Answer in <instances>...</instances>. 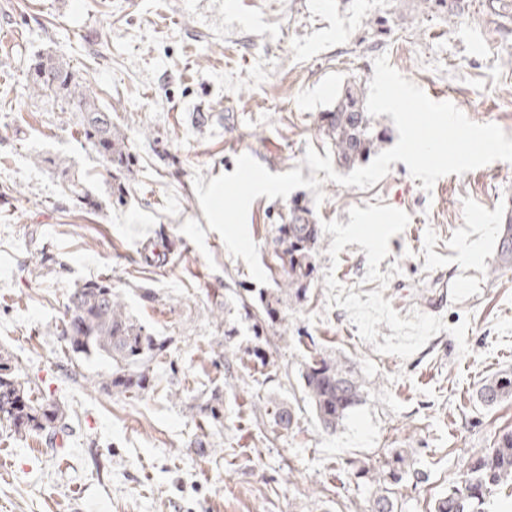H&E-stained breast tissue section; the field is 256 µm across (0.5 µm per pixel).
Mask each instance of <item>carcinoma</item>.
Listing matches in <instances>:
<instances>
[{
	"label": "carcinoma",
	"mask_w": 512,
	"mask_h": 512,
	"mask_svg": "<svg viewBox=\"0 0 512 512\" xmlns=\"http://www.w3.org/2000/svg\"><path fill=\"white\" fill-rule=\"evenodd\" d=\"M26 90L47 96L79 114L76 124L80 137L106 163V174L118 180L131 174L127 137L112 124V110L98 104L76 73L52 55H39L27 67ZM364 85H346L336 106L320 117L336 160L351 167L378 153L387 140L385 130L368 116L364 108ZM62 192L80 204L95 206L83 175L68 166H56ZM273 255L287 273L285 286L298 301L306 298L314 273L313 258L321 245L319 225L307 209L291 208L288 223L276 227L272 238ZM175 243L160 240L141 252L144 268H159L174 254ZM512 269V219L503 225L498 242V266ZM72 352L93 356L107 366L97 387L107 393L137 394L149 381L150 365L162 362L166 343L153 336L126 311L112 281L101 277L73 288L65 305L64 318L57 326ZM306 398L321 425L334 430L363 398V384L339 359L331 360L318 351L310 352L300 373ZM477 403L492 408L512 401V368H504L484 380L475 390ZM278 426L287 429L295 419L291 405L275 408ZM0 427L14 436L35 434L46 445L56 446L58 438L72 432L65 412L19 381L9 364L0 357ZM359 474L370 476L371 512H402L400 486L409 478L417 481L421 471L410 467L403 449L390 448L379 465L362 467ZM512 487V427L495 434L489 448L470 456L448 491L429 505V512H486L488 497L503 486Z\"/></svg>",
	"instance_id": "cac0c4a2"
}]
</instances>
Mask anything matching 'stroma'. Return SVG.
<instances>
[{
    "label": "stroma",
    "instance_id": "obj_1",
    "mask_svg": "<svg viewBox=\"0 0 512 512\" xmlns=\"http://www.w3.org/2000/svg\"><path fill=\"white\" fill-rule=\"evenodd\" d=\"M489 0H0V353L66 412L57 447L0 431V512H371L360 463L409 451L426 480L404 483L402 512H426L467 458L512 427V403L472 395L512 367V270L493 278L512 211V163L450 174L425 192L405 163L375 185L328 181L303 165L329 142L319 114L343 85L389 63L429 98L512 139V7ZM59 57L128 137L123 197L75 132V118L25 90L26 62ZM247 154L269 172L322 179L258 197L247 227L261 266L291 206L310 209L323 244L305 301L281 271L256 282L208 227L193 178L234 172ZM74 167L95 207L63 196ZM182 247L139 272L159 236ZM49 252L63 272L40 266ZM111 275L127 312L167 357L138 395L94 388L105 365L70 353L56 327L75 285ZM281 297L263 363L241 369L261 298ZM223 308V320L212 311ZM349 365L363 400L330 432L307 403L309 342ZM296 410L289 429L277 404ZM218 419H211V411Z\"/></svg>",
    "mask_w": 512,
    "mask_h": 512
}]
</instances>
